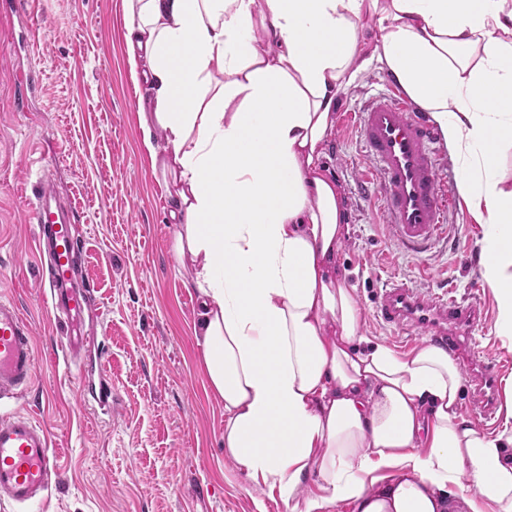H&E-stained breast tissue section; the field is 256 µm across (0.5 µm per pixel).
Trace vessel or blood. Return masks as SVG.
<instances>
[{"label":"vessel or blood","mask_w":512,"mask_h":512,"mask_svg":"<svg viewBox=\"0 0 512 512\" xmlns=\"http://www.w3.org/2000/svg\"><path fill=\"white\" fill-rule=\"evenodd\" d=\"M386 87L384 94L350 115L371 163L362 183L373 186L395 240L418 256L446 236L454 196L439 176L437 128L394 82ZM32 193L30 221L37 226L38 247L48 258L51 307L58 321L70 324L91 304V294L78 282L74 267L82 240L71 215L55 202L46 184L35 182ZM375 311L380 321L398 329H427L470 378L471 412L493 418L499 371L487 362L475 337L482 316L476 304L393 281L378 294ZM36 369L28 323L14 302L0 298V401L25 394ZM57 471L47 429L25 414L0 410V502L26 506L45 501Z\"/></svg>","instance_id":"b4317fda"}]
</instances>
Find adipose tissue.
Masks as SVG:
<instances>
[{"label": "adipose tissue", "instance_id": "adipose-tissue-1", "mask_svg": "<svg viewBox=\"0 0 512 512\" xmlns=\"http://www.w3.org/2000/svg\"><path fill=\"white\" fill-rule=\"evenodd\" d=\"M173 250L200 300L224 454L286 512H512V388L492 433L459 410L447 351L361 333L336 268L346 198L326 175L336 107L380 63L431 115L479 223L481 275L512 339V0H123ZM375 42H367L368 28Z\"/></svg>", "mask_w": 512, "mask_h": 512}]
</instances>
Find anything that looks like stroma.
<instances>
[{
  "label": "stroma",
  "mask_w": 512,
  "mask_h": 512,
  "mask_svg": "<svg viewBox=\"0 0 512 512\" xmlns=\"http://www.w3.org/2000/svg\"><path fill=\"white\" fill-rule=\"evenodd\" d=\"M123 33L122 0H0V297L18 305L37 352L34 385L7 407L47 428L59 465L47 501L0 512H286L278 492L250 484L224 456V407L195 337L197 294L171 251V183L143 146L144 88L131 79ZM387 76L377 63L362 74L324 146L349 214L336 267L357 290L365 336L400 354L427 337L396 341L377 320L374 301L388 281L478 298L476 338L501 385L512 384V344L494 332L497 302L477 264L482 227L465 202L449 212L447 238L417 257L358 188L369 162L346 115L383 93ZM40 178L72 209L84 242L79 278L95 296L84 328L97 345L81 357L95 366L99 346L108 348V408L83 397L59 347L64 330L45 299L48 271L28 221Z\"/></svg>",
  "instance_id": "stroma-1"
}]
</instances>
